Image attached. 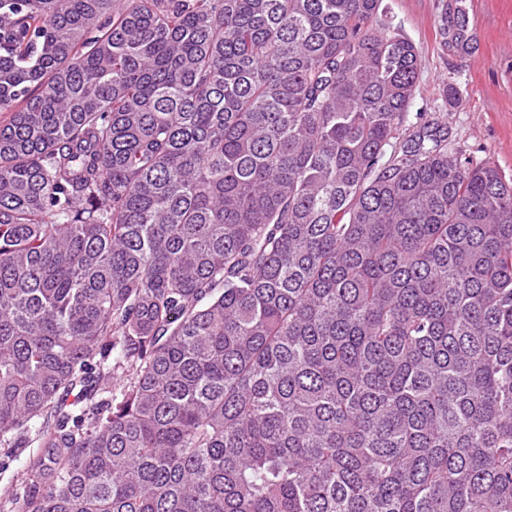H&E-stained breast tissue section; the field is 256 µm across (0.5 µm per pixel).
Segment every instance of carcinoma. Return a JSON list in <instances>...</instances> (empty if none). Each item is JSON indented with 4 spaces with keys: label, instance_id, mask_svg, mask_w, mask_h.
<instances>
[{
    "label": "carcinoma",
    "instance_id": "1",
    "mask_svg": "<svg viewBox=\"0 0 512 512\" xmlns=\"http://www.w3.org/2000/svg\"><path fill=\"white\" fill-rule=\"evenodd\" d=\"M382 2L0 0L8 512H512V183ZM35 448H19L18 450L9 448H0V461L7 462L6 466L0 467V512L4 507L5 495L16 488L23 486L25 480L26 460L29 452ZM12 453V457L8 459L6 456Z\"/></svg>",
    "mask_w": 512,
    "mask_h": 512
}]
</instances>
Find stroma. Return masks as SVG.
I'll return each mask as SVG.
<instances>
[{
    "instance_id": "1",
    "label": "stroma",
    "mask_w": 512,
    "mask_h": 512,
    "mask_svg": "<svg viewBox=\"0 0 512 512\" xmlns=\"http://www.w3.org/2000/svg\"><path fill=\"white\" fill-rule=\"evenodd\" d=\"M392 22L419 48L417 89L407 124L420 115L445 122L451 148L490 156L512 179V0H384ZM468 5L467 51L440 43L437 26ZM460 100L449 105L447 87Z\"/></svg>"
}]
</instances>
